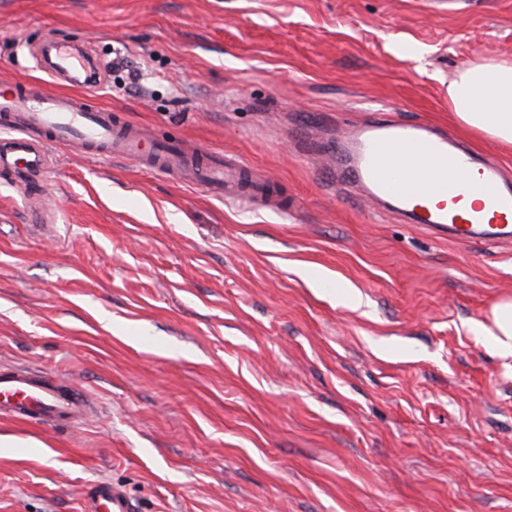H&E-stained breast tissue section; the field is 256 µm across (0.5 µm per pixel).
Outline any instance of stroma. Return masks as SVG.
<instances>
[{"label":"stroma","mask_w":512,"mask_h":512,"mask_svg":"<svg viewBox=\"0 0 512 512\" xmlns=\"http://www.w3.org/2000/svg\"><path fill=\"white\" fill-rule=\"evenodd\" d=\"M0 0V79L82 87L149 135L242 157L272 209L56 149L50 224L0 179V369L87 395L76 420L0 416V512H512V241L457 243L322 179L373 109L465 132L448 81L512 60V0ZM41 55L44 69L50 76L71 82H82V70L85 69L86 61L83 57L74 54L70 45L51 42ZM48 59L50 62H47ZM496 341L503 349L512 351V300H502L491 311ZM90 500L91 506L88 512H131L127 496L113 486H99Z\"/></svg>","instance_id":"stroma-1"}]
</instances>
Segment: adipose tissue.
Returning a JSON list of instances; mask_svg holds the SVG:
<instances>
[{
    "mask_svg": "<svg viewBox=\"0 0 512 512\" xmlns=\"http://www.w3.org/2000/svg\"><path fill=\"white\" fill-rule=\"evenodd\" d=\"M451 110L468 130L512 150V62L488 59L462 68L448 85Z\"/></svg>",
    "mask_w": 512,
    "mask_h": 512,
    "instance_id": "obj_1",
    "label": "adipose tissue"
}]
</instances>
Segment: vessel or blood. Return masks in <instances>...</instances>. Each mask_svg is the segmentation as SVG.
Wrapping results in <instances>:
<instances>
[{
    "instance_id": "1",
    "label": "vessel or blood",
    "mask_w": 512,
    "mask_h": 512,
    "mask_svg": "<svg viewBox=\"0 0 512 512\" xmlns=\"http://www.w3.org/2000/svg\"><path fill=\"white\" fill-rule=\"evenodd\" d=\"M49 75L71 82L82 79L83 63L70 45L52 42L43 50ZM0 174L25 192L38 190L51 153L73 146L89 156L125 159L220 195L236 189L245 161L221 152L197 162L195 153L164 139H148L138 126L111 110L92 107L85 98L50 93L32 82L0 85ZM334 162L323 173L336 187H363L375 200H390L410 223L433 234L468 243L512 238V182L498 168L460 150L447 133L424 125L374 114L359 132L354 147L336 141ZM471 206L462 210L461 199ZM85 396L80 389L61 387L40 371L0 372V413L30 421H61L80 417ZM89 512H131L127 496L102 485L91 497Z\"/></svg>"
}]
</instances>
